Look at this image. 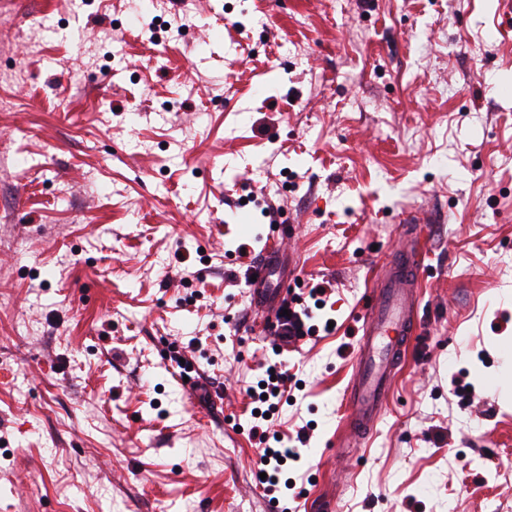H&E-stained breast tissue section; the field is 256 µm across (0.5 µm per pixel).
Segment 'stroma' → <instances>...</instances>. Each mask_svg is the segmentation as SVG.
I'll use <instances>...</instances> for the list:
<instances>
[{"label": "stroma", "instance_id": "35a3bbf8", "mask_svg": "<svg viewBox=\"0 0 512 512\" xmlns=\"http://www.w3.org/2000/svg\"><path fill=\"white\" fill-rule=\"evenodd\" d=\"M0 0V512H512V13L502 0ZM282 250L308 336L275 353L243 273ZM418 216L423 336L338 451L365 301ZM249 244L241 255L240 244ZM195 364L220 409L182 385ZM270 431L309 440L276 494ZM271 377H274V380H271ZM286 381H288L287 372H277L272 370L271 374H269V380L266 382V386L261 389V392L254 393L249 391V394L253 399H257L255 402H260L263 404L268 403V408L266 410V412H268L276 405L273 400L278 399L285 391L284 389H281V386L285 388ZM263 394H267L266 399H262ZM296 455L295 448H265L264 453L261 456V468H259L256 478L258 480V483L264 485V484H270L273 480V475L269 474V468L271 466L272 461L275 463V465L271 466V469L275 470L276 466H280V463L278 461V458H283V461L285 459H288L290 457H294ZM260 473H266L267 477L265 480H261Z\"/></svg>", "mask_w": 512, "mask_h": 512}]
</instances>
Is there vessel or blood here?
Here are the masks:
<instances>
[{"instance_id": "obj_1", "label": "vessel or blood", "mask_w": 512, "mask_h": 512, "mask_svg": "<svg viewBox=\"0 0 512 512\" xmlns=\"http://www.w3.org/2000/svg\"><path fill=\"white\" fill-rule=\"evenodd\" d=\"M278 256V250L267 249L264 261L251 268L253 304L262 312L279 305L280 293L274 281ZM423 270L421 251L410 248L392 252L372 291L363 315L356 369L345 399V429L355 440L364 439L383 415L397 370L420 334L414 302Z\"/></svg>"}]
</instances>
